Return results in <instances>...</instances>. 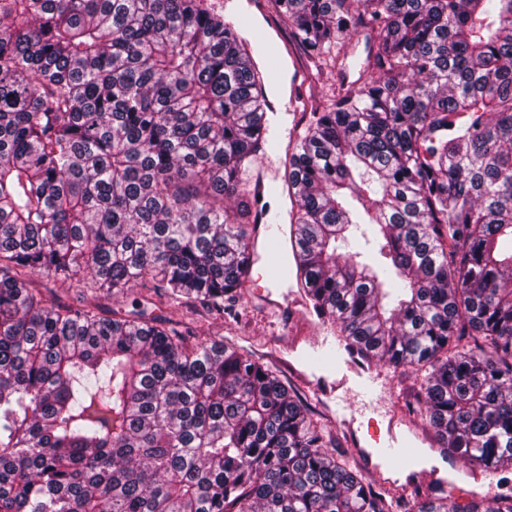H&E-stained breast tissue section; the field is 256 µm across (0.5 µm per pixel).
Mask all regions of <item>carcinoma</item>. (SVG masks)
<instances>
[{"label":"carcinoma","mask_w":512,"mask_h":512,"mask_svg":"<svg viewBox=\"0 0 512 512\" xmlns=\"http://www.w3.org/2000/svg\"><path fill=\"white\" fill-rule=\"evenodd\" d=\"M275 2L313 60L369 39L288 159L297 284L421 373L448 454L512 466V0ZM266 107L205 0H0V512H512L382 493L268 366L33 287L149 278L224 314Z\"/></svg>","instance_id":"obj_1"}]
</instances>
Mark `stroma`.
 <instances>
[{"mask_svg": "<svg viewBox=\"0 0 512 512\" xmlns=\"http://www.w3.org/2000/svg\"><path fill=\"white\" fill-rule=\"evenodd\" d=\"M226 0H211L215 11L223 13L225 21L238 28L248 43L251 56L264 76L267 100L278 103L279 119L288 128V136L282 148H267L258 155L250 170L251 176L266 175L283 177L286 162V146L292 145L305 127L313 112L323 110L332 101L340 83L354 82L365 61L368 43L358 39L347 44L336 63L317 67L303 48L294 40L285 20L279 15L274 0H256L255 6L242 13H228ZM295 280L280 285L271 281L262 264L252 266L239 295L225 301L224 314L220 317L194 315L190 324L195 335L201 338L232 344L237 349L254 355L288 381L298 394L306 399L312 410L313 421L324 426L336 441L337 451L343 459L371 482L375 488L392 493L411 489L418 484L414 474L396 477L392 468L379 464L369 469L359 458L343 426L336 420V413L329 398L320 395L302 383L297 370L303 369V354L292 351L295 336H331L335 330L330 324L315 323L309 326L297 318L290 307L268 311L251 299L257 294L281 295L294 289ZM53 301L73 307L89 303H102L106 310L127 312L131 309L132 295L101 298L91 279L57 282L53 285ZM387 377V407L398 411L400 423L394 424V433L401 438L417 433L416 447L421 456L428 458L439 477L452 483L448 498L460 503L472 500L474 495L493 493L512 494V469L504 468L477 472L464 460L445 458L434 436L423 409H409L402 398L416 379L408 370L385 368Z\"/></svg>", "mask_w": 512, "mask_h": 512, "instance_id": "stroma-1", "label": "stroma"}]
</instances>
